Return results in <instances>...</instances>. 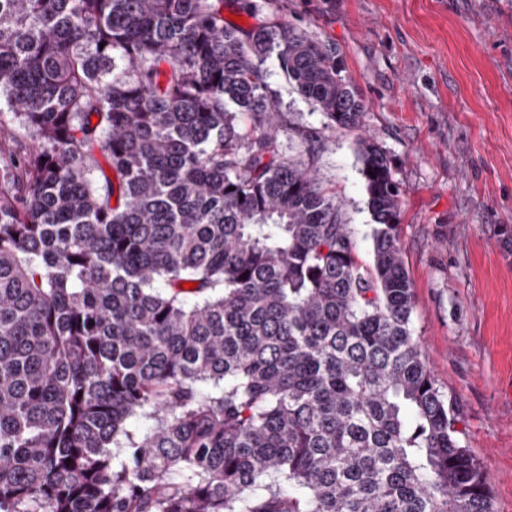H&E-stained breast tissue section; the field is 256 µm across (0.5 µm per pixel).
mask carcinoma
Here are the masks:
<instances>
[{"mask_svg": "<svg viewBox=\"0 0 512 512\" xmlns=\"http://www.w3.org/2000/svg\"><path fill=\"white\" fill-rule=\"evenodd\" d=\"M223 11L0 0L30 141L0 148V512H493L413 336L388 152L357 141L366 266L265 63L327 129L368 104L329 44Z\"/></svg>", "mask_w": 512, "mask_h": 512, "instance_id": "1", "label": "carcinoma"}]
</instances>
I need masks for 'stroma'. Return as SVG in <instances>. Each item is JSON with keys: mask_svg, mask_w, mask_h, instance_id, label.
<instances>
[{"mask_svg": "<svg viewBox=\"0 0 512 512\" xmlns=\"http://www.w3.org/2000/svg\"><path fill=\"white\" fill-rule=\"evenodd\" d=\"M248 26L301 29L335 48L369 106L366 130L402 190L413 331L494 512H512V0H256ZM287 119L322 131L317 167L371 260L357 132H331L275 60Z\"/></svg>", "mask_w": 512, "mask_h": 512, "instance_id": "obj_1", "label": "stroma"}]
</instances>
